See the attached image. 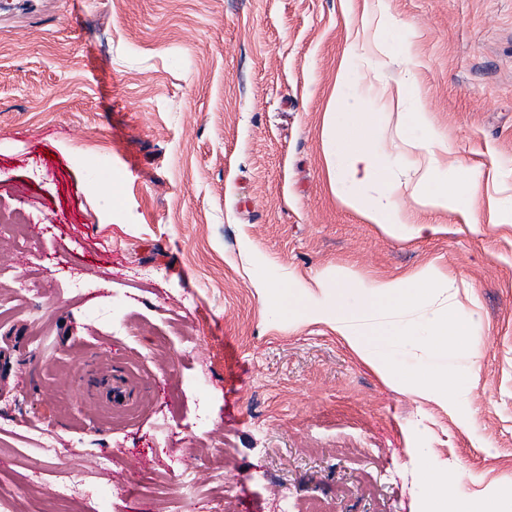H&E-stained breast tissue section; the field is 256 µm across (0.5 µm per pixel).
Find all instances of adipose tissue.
Returning <instances> with one entry per match:
<instances>
[{
	"instance_id": "ef3b65f1",
	"label": "adipose tissue",
	"mask_w": 512,
	"mask_h": 512,
	"mask_svg": "<svg viewBox=\"0 0 512 512\" xmlns=\"http://www.w3.org/2000/svg\"><path fill=\"white\" fill-rule=\"evenodd\" d=\"M415 47L384 57L369 44L345 51L336 74L322 136L328 185L344 206L383 232L420 236L428 225L420 214L456 213L474 221L482 173L460 170L448 162V140L436 127L407 64ZM402 66L390 79L393 66ZM402 107L398 130L370 107L379 93ZM452 277L432 265L398 278L365 276L349 267L323 276L317 286L294 283L281 290L280 302L296 312L332 326L337 335L384 379L400 384L402 375L391 355L415 348L424 358L410 373L417 395L454 406L459 397L455 377L440 366L468 332L448 294Z\"/></svg>"
}]
</instances>
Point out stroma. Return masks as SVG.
<instances>
[{
    "label": "stroma",
    "mask_w": 512,
    "mask_h": 512,
    "mask_svg": "<svg viewBox=\"0 0 512 512\" xmlns=\"http://www.w3.org/2000/svg\"><path fill=\"white\" fill-rule=\"evenodd\" d=\"M388 6L391 32L347 0H0V208L28 223L0 239L8 512H48L77 474L111 512H164L185 470L200 480L182 512H301L313 497L325 512H424L427 454L463 472L473 506L512 501V225L489 210L512 197V0ZM374 38L419 47L451 159L485 172L474 223L430 215L432 232L395 238L330 192L337 66ZM427 264L448 268L470 320L452 410L255 286ZM91 365L150 379L137 420L99 415ZM128 470L151 489L127 487Z\"/></svg>",
    "instance_id": "obj_1"
}]
</instances>
